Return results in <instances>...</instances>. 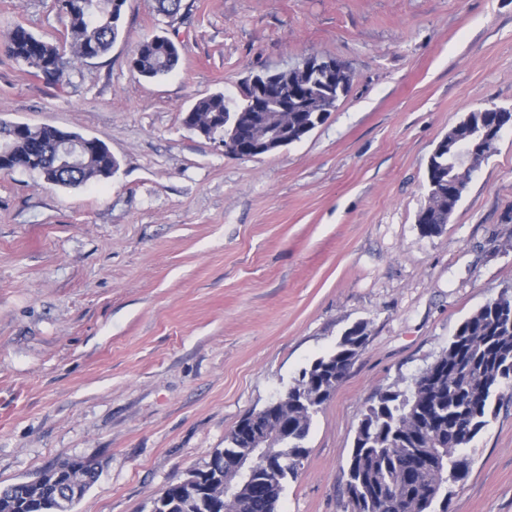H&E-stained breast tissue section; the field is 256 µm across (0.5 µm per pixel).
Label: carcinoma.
Instances as JSON below:
<instances>
[{
  "label": "carcinoma",
  "mask_w": 512,
  "mask_h": 512,
  "mask_svg": "<svg viewBox=\"0 0 512 512\" xmlns=\"http://www.w3.org/2000/svg\"><path fill=\"white\" fill-rule=\"evenodd\" d=\"M126 0H53V8L68 21L58 41H48L34 35L21 25L10 30L5 50L16 61L44 71L43 80L64 89L70 83V50L78 59H96L112 48L122 31V10ZM182 0H155L157 14L175 18ZM180 61L179 49L166 36L145 38L134 49L130 67L141 77L158 79L174 71ZM288 94L296 98L298 113L307 115L323 106L332 96L331 104L342 98L338 88L329 87L319 75L302 80L284 71L281 73ZM248 99H236L222 92L199 99L189 112L197 120L206 121L226 113L237 119L251 135H262L268 127L292 125L295 113L280 110L278 94L266 99L265 121L256 123L248 112ZM58 128L52 124L40 126L0 125V144L11 156L8 165L22 166L43 176L45 182L75 187L112 175V153L88 147L81 152V161L72 165L53 150ZM427 174L434 184L427 192L441 197H427L417 220L422 233H439L448 223V155L442 152L428 160ZM366 336L353 333L342 335L335 349L302 372L291 386L288 401L278 409L272 420L263 424L270 437L269 447H279V435L288 430L294 448L288 459L275 458L269 465H259L253 484L242 491L224 496V477L231 475L237 457L254 448L253 434L244 430L251 422L245 416L224 440V461L217 462L219 477L205 480L207 496L222 503L226 512H277L278 503L288 478L295 477L305 456L303 441L307 437L315 414L323 402H309L302 392L318 396L328 381V366L342 358H354L365 345ZM421 384L412 381L404 391H385L378 402L368 406L358 422L353 447L347 460V508L350 512H448L450 487L464 480L471 460H460L461 449L487 426L489 417L503 400V391L512 389V294L495 305H487L458 327L456 334L433 362L424 368ZM459 419L469 425V434L459 435L454 428ZM432 429L431 448L437 465L422 467L415 449L425 447L426 429ZM58 470L72 471L82 478L81 492L96 481L97 471L89 461L67 462ZM46 480L39 484L0 488V512H71L76 499L67 496L66 486ZM167 497L175 502L171 512H197L194 505L179 497V487L173 485Z\"/></svg>",
  "instance_id": "1"
}]
</instances>
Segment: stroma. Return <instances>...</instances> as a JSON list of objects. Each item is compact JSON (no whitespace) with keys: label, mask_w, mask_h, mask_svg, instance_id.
<instances>
[{"label":"stroma","mask_w":512,"mask_h":512,"mask_svg":"<svg viewBox=\"0 0 512 512\" xmlns=\"http://www.w3.org/2000/svg\"><path fill=\"white\" fill-rule=\"evenodd\" d=\"M54 38L52 0H0ZM108 54L47 85L0 46V119L103 141L78 187L0 174V487L66 461L98 476L72 512H149L249 412L356 322L368 339L314 416L279 512H346V462L379 393L406 388L461 322L512 287V131L439 234L421 233L427 163L471 110L512 108V0H126ZM177 69L129 66L144 38ZM316 54L350 90L301 142L226 155L182 118L250 73ZM448 512H512V400L474 439ZM168 46L172 50H168ZM180 61L179 49L166 36L145 38L134 49L129 60L130 67L141 77L158 79L174 71Z\"/></svg>","instance_id":"35a3bbf8"}]
</instances>
